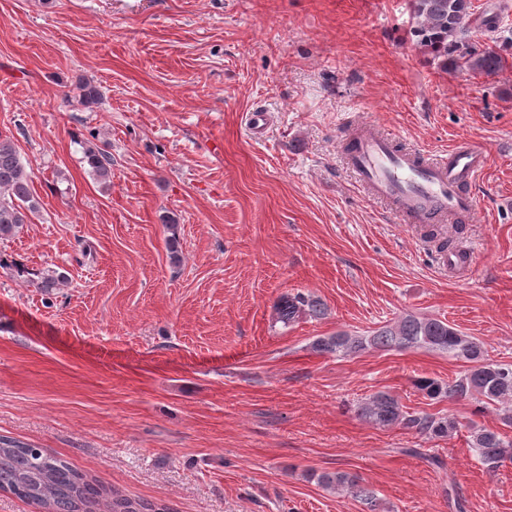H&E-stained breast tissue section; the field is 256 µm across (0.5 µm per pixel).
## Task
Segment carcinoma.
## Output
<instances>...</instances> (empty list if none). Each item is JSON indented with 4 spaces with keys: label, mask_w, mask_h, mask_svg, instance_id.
Here are the masks:
<instances>
[{
    "label": "carcinoma",
    "mask_w": 512,
    "mask_h": 512,
    "mask_svg": "<svg viewBox=\"0 0 512 512\" xmlns=\"http://www.w3.org/2000/svg\"><path fill=\"white\" fill-rule=\"evenodd\" d=\"M418 27L415 33L420 44L441 59L444 68L467 71L492 77L506 65L503 51L512 48V37L505 36L499 49L484 48L471 41L467 21L472 15L471 0H414ZM84 158L93 174L107 182L112 177V160L106 151L87 146ZM31 172L24 165L16 144L0 136V239L16 236L30 223L37 210L30 183ZM44 292H51L65 279L58 271L20 269ZM278 322L283 326L303 316L323 314L319 300L301 292L286 294L277 303ZM313 351L323 355L347 357L367 350L425 349L446 353L466 363L464 372L452 381L429 377L415 380V386L431 399L442 397L457 400L476 399L483 409H497L512 402V363L487 358L485 346L452 327L431 317L407 314L392 324L368 333L338 331L318 336ZM359 415L378 427L399 426L430 438L447 436L459 428V422L445 416H434L404 410L399 400L387 392L366 398ZM469 447L479 462L495 471L512 461V437L497 430L470 427ZM325 489L347 490L372 507L378 506L377 493L346 472L312 473ZM0 490L11 491L38 504L44 512H95L106 489L72 468L66 461L53 457L7 437H0ZM112 512H160L155 505L112 493Z\"/></svg>",
    "instance_id": "1"
}]
</instances>
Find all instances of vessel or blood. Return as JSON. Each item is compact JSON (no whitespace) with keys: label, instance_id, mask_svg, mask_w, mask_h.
Returning <instances> with one entry per match:
<instances>
[{"label":"vessel or blood","instance_id":"vessel-or-blood-1","mask_svg":"<svg viewBox=\"0 0 512 512\" xmlns=\"http://www.w3.org/2000/svg\"><path fill=\"white\" fill-rule=\"evenodd\" d=\"M396 137L374 127L362 128L344 155L346 166L369 196L388 203L406 224H443L471 220L477 213L470 191L486 164L476 143H459L427 153L397 149Z\"/></svg>","mask_w":512,"mask_h":512}]
</instances>
